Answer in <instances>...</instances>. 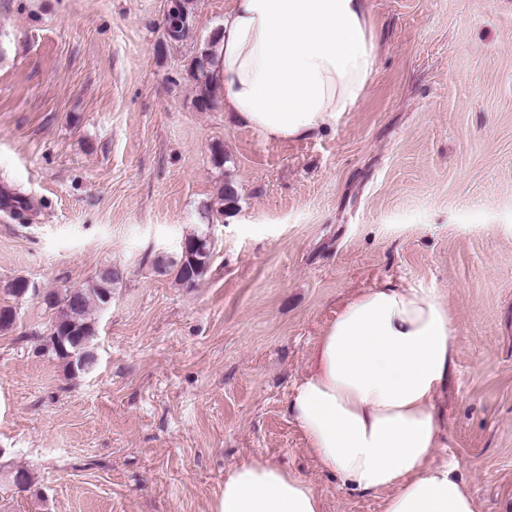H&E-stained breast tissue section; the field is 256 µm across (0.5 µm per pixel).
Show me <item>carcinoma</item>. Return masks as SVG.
I'll use <instances>...</instances> for the list:
<instances>
[{"label":"carcinoma","mask_w":512,"mask_h":512,"mask_svg":"<svg viewBox=\"0 0 512 512\" xmlns=\"http://www.w3.org/2000/svg\"><path fill=\"white\" fill-rule=\"evenodd\" d=\"M175 4V12L168 13L167 34L173 40L183 37L181 29L175 27V19L184 17L190 13V0H172ZM218 36H213L207 47L201 52L189 68L190 78L196 85L195 107L200 112L212 110L217 101L216 86L213 84L211 66L218 55ZM219 208L217 212L224 214V209H229L237 199V188L232 183H226L218 191ZM187 252L180 253L178 258L171 262V267L176 271L177 281L188 287H194L209 269L211 247L209 241L202 236L186 238ZM123 278V272L113 267L105 272V275L93 280L82 288H75L65 293L63 298H58L54 293L47 295L45 303L49 308L57 309L56 316L51 322V327L64 336L61 347H56L54 340H49L44 345L48 356L56 359H70V364L77 372L90 374L95 371L97 361L92 359L83 362L84 353L94 349L93 340L96 336V320L93 311L100 309L104 303L103 295L112 294V285Z\"/></svg>","instance_id":"carcinoma-1"}]
</instances>
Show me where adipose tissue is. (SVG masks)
Here are the masks:
<instances>
[{
	"label": "adipose tissue",
	"mask_w": 512,
	"mask_h": 512,
	"mask_svg": "<svg viewBox=\"0 0 512 512\" xmlns=\"http://www.w3.org/2000/svg\"><path fill=\"white\" fill-rule=\"evenodd\" d=\"M368 0H233L215 78L224 108L269 142L320 136L365 97L376 66ZM455 321L435 289L384 280L348 299L316 339L289 410L309 451L383 512H478L461 464L432 461ZM212 512H322L301 475L262 458L224 478Z\"/></svg>",
	"instance_id": "adipose-tissue-1"
}]
</instances>
